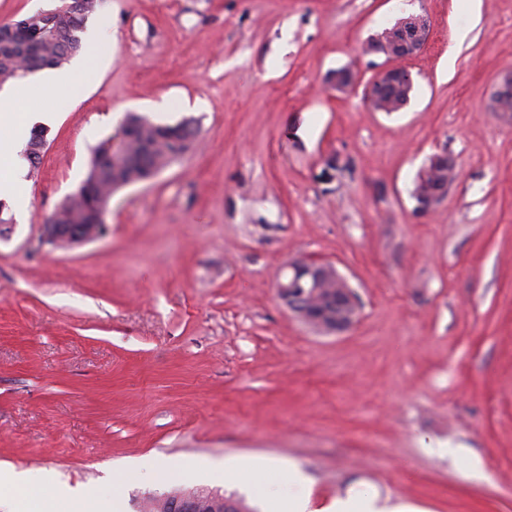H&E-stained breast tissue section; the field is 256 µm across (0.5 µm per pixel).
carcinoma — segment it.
<instances>
[{"label":"carcinoma","mask_w":512,"mask_h":512,"mask_svg":"<svg viewBox=\"0 0 512 512\" xmlns=\"http://www.w3.org/2000/svg\"><path fill=\"white\" fill-rule=\"evenodd\" d=\"M83 9L76 13L58 0L49 8V15L33 19L27 16L0 26V86L46 68H59L82 48V34L89 18L97 13L101 0H82ZM200 121L194 117L170 125L156 123L137 112L126 115L122 123L124 146L112 150V140L102 142L90 160L86 178L75 192L59 206L63 221L79 218L88 224L86 214L95 210L97 201L110 198L119 189L155 177L163 169L184 157L195 146ZM47 128L38 126L31 132L24 150L30 164L40 158L36 147L46 141ZM328 289L317 296L307 295L302 302L326 320L344 319L353 309H341L328 301L330 289L347 284L331 272ZM196 512H241L243 506L230 497L218 505L210 494L194 492Z\"/></svg>","instance_id":"1"}]
</instances>
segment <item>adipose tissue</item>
I'll list each match as a JSON object with an SVG mask.
<instances>
[{"label":"adipose tissue","mask_w":512,"mask_h":512,"mask_svg":"<svg viewBox=\"0 0 512 512\" xmlns=\"http://www.w3.org/2000/svg\"><path fill=\"white\" fill-rule=\"evenodd\" d=\"M77 89L73 74L67 70L47 73L42 85L36 86L24 80L11 83L0 91V128L11 134V149L0 151V200H5L18 212L25 211L30 204L22 177L17 150L26 139V134L35 116L43 112L42 96L60 98ZM287 479L271 489V496L283 505L284 512H312L309 482L295 466L285 469ZM323 512H420L419 508L402 501L381 496L373 490L349 491L346 496L336 498Z\"/></svg>","instance_id":"obj_1"}]
</instances>
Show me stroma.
Returning a JSON list of instances; mask_svg holds the SVG:
<instances>
[{
  "mask_svg": "<svg viewBox=\"0 0 512 512\" xmlns=\"http://www.w3.org/2000/svg\"><path fill=\"white\" fill-rule=\"evenodd\" d=\"M415 13L430 39L409 105L374 112L364 42ZM98 74L55 100L26 214L0 236V467L55 512L175 488L278 512L291 462L323 503L370 486L423 512H512V0H104ZM350 69L353 88L327 83ZM199 119L193 150L116 192L104 237L44 226L125 113ZM457 177L415 210L427 159ZM328 262L356 323L323 334L281 300L288 262ZM270 465L249 491L224 478ZM176 465L151 478L141 459ZM480 462L481 474L471 465ZM512 73L503 75L497 82L492 94L491 103L496 112L511 118ZM95 228H76L71 224H49L45 231L47 241L55 245L71 246L84 243L98 237Z\"/></svg>",
  "mask_w": 512,
  "mask_h": 512,
  "instance_id": "obj_1",
  "label": "stroma"
}]
</instances>
